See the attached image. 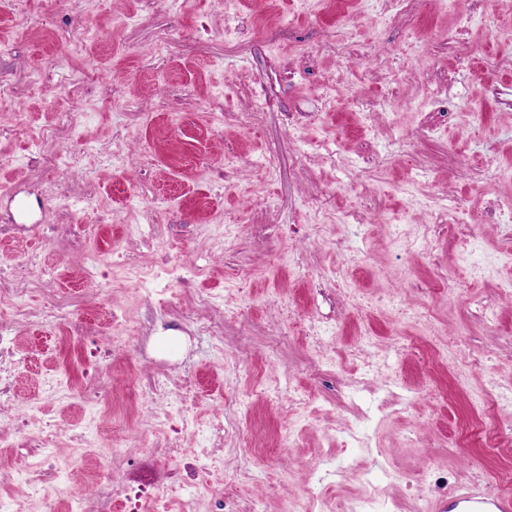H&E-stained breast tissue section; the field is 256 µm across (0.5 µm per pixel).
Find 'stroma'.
I'll return each instance as SVG.
<instances>
[{
	"mask_svg": "<svg viewBox=\"0 0 512 512\" xmlns=\"http://www.w3.org/2000/svg\"><path fill=\"white\" fill-rule=\"evenodd\" d=\"M0 42V512L512 477V0H0Z\"/></svg>",
	"mask_w": 512,
	"mask_h": 512,
	"instance_id": "obj_1",
	"label": "stroma"
}]
</instances>
